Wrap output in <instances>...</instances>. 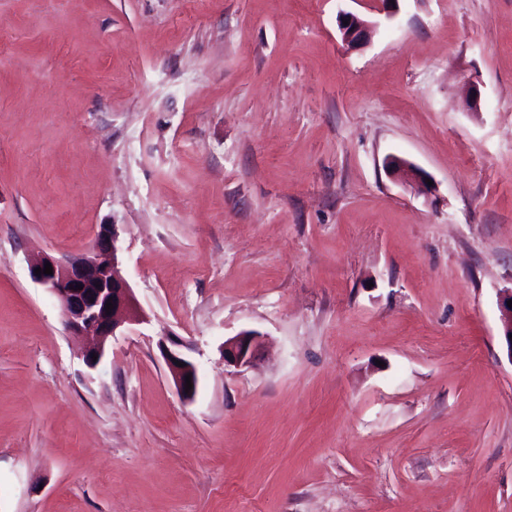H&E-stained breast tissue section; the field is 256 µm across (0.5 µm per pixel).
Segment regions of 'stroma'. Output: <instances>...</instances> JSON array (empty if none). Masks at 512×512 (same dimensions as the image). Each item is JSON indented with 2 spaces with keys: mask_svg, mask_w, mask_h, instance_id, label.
<instances>
[{
  "mask_svg": "<svg viewBox=\"0 0 512 512\" xmlns=\"http://www.w3.org/2000/svg\"><path fill=\"white\" fill-rule=\"evenodd\" d=\"M103 224L90 367L28 258ZM510 288L512 0H0V512H512ZM338 30L342 43L351 48L362 45L371 36V26L350 13L340 15ZM385 167L394 176L408 183L421 193H428L431 190L430 185L426 182V176L415 165L398 156H390L385 161ZM261 348L260 335L243 331L224 341V364L250 367L256 360ZM169 342L171 347L167 346L164 348L163 352L169 372L182 397L186 400H191L194 397L198 386L197 369L195 365L181 352L180 347L182 344L178 340H169ZM175 361H180L181 364H184V367L178 366L175 364ZM186 375H191L192 389L189 390L188 393H185Z\"/></svg>",
  "mask_w": 512,
  "mask_h": 512,
  "instance_id": "1",
  "label": "stroma"
}]
</instances>
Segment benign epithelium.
<instances>
[{
    "instance_id": "7a95c632",
    "label": "benign epithelium",
    "mask_w": 512,
    "mask_h": 512,
    "mask_svg": "<svg viewBox=\"0 0 512 512\" xmlns=\"http://www.w3.org/2000/svg\"><path fill=\"white\" fill-rule=\"evenodd\" d=\"M338 30L341 41L348 47H358L371 36V26L357 16L340 15ZM385 167L400 180L414 186L421 193L431 190L426 176L415 165L398 156H390ZM120 246L116 225L99 226L92 249L87 254L73 256L59 261L51 256H41L29 261L30 275L52 293L63 310L65 326L74 336H91L95 343L84 352L87 365L95 364L92 355L103 356L109 337L126 323L140 318L132 289L122 274L119 260ZM52 266V274H36L35 269ZM83 286L79 290L76 285ZM112 302L113 309L106 310V303ZM181 343L170 341L164 348L163 356L172 379L182 397L190 400L198 386L195 365L180 350ZM261 348L260 335L243 331L224 340V363L232 366L250 367ZM191 376L192 389L185 390V376Z\"/></svg>"
}]
</instances>
